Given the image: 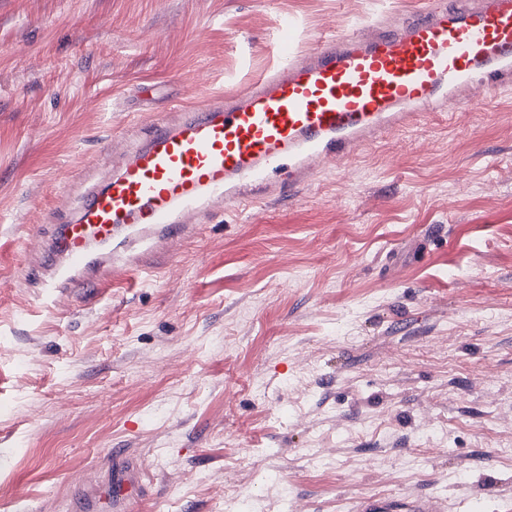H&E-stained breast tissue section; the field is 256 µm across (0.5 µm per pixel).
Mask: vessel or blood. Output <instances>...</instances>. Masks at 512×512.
Masks as SVG:
<instances>
[{"mask_svg":"<svg viewBox=\"0 0 512 512\" xmlns=\"http://www.w3.org/2000/svg\"><path fill=\"white\" fill-rule=\"evenodd\" d=\"M283 61L240 91L153 124L112 175L62 217L49 246L63 262L42 267L48 289H93L136 238L187 235L199 211L239 212L267 193L295 197L328 157L344 160L421 111H451L512 82V0H432L412 17L369 23L323 40L302 58L281 41ZM287 177L271 184L270 174ZM141 473L116 472L104 494L131 512ZM355 512H442L431 496L362 497Z\"/></svg>","mask_w":512,"mask_h":512,"instance_id":"b4317fda","label":"vessel or blood"}]
</instances>
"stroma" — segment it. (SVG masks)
<instances>
[{"label":"stroma","instance_id":"1","mask_svg":"<svg viewBox=\"0 0 512 512\" xmlns=\"http://www.w3.org/2000/svg\"><path fill=\"white\" fill-rule=\"evenodd\" d=\"M428 0H0V512H512V84L425 112L295 198L48 293L53 212L151 124ZM142 483V474L137 471L128 473L118 471L110 480L106 492L103 495L104 500L112 502V509H97L92 512H128L132 510V505L139 498V486ZM356 512H442L441 502L431 496L413 498L362 497L354 504Z\"/></svg>","mask_w":512,"mask_h":512}]
</instances>
